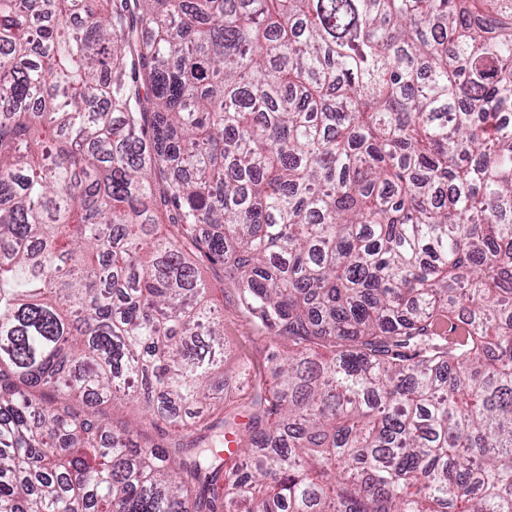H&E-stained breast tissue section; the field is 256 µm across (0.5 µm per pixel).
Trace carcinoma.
<instances>
[{
    "label": "carcinoma",
    "mask_w": 512,
    "mask_h": 512,
    "mask_svg": "<svg viewBox=\"0 0 512 512\" xmlns=\"http://www.w3.org/2000/svg\"><path fill=\"white\" fill-rule=\"evenodd\" d=\"M0 512H512V0H0ZM212 302L219 306L224 315V348L226 354L225 370L230 381L229 395L241 394L243 384L237 377L241 365L249 362L255 368L263 369L266 365V346L269 339H264L253 325L239 312L234 290L224 285V293L216 289ZM109 413L112 415L114 425L122 426L126 423H139L143 417L141 409L136 406L126 404L122 401H116L108 407Z\"/></svg>",
    "instance_id": "obj_1"
}]
</instances>
